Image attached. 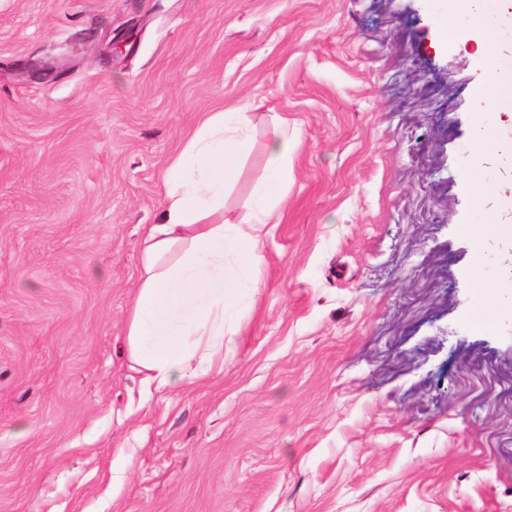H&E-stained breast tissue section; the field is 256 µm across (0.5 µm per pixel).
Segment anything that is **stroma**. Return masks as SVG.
Listing matches in <instances>:
<instances>
[{
  "mask_svg": "<svg viewBox=\"0 0 512 512\" xmlns=\"http://www.w3.org/2000/svg\"><path fill=\"white\" fill-rule=\"evenodd\" d=\"M439 0H0V512H512V312L475 320L459 179L512 139ZM130 39L112 54V40ZM247 112L239 220L288 121V201L224 365L144 394L126 346L166 172ZM508 148H510V144L506 145L500 141L493 129L482 123L477 125L475 150L463 163L461 170L462 182L471 192L476 205L483 204L487 196V190L483 182L484 165L502 152L507 151Z\"/></svg>",
  "mask_w": 512,
  "mask_h": 512,
  "instance_id": "35a3bbf8",
  "label": "stroma"
}]
</instances>
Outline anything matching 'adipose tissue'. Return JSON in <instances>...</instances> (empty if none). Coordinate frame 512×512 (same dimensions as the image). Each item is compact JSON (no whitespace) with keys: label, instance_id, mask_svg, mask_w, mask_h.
Instances as JSON below:
<instances>
[{"label":"adipose tissue","instance_id":"1","mask_svg":"<svg viewBox=\"0 0 512 512\" xmlns=\"http://www.w3.org/2000/svg\"><path fill=\"white\" fill-rule=\"evenodd\" d=\"M505 10V0H445L435 18L436 40L474 42L485 69L482 93L497 110L512 112V78L499 67V39L488 20ZM247 113L211 112L168 169L162 221L142 239L143 280L127 325L131 357L144 370L146 386L176 390L193 384L202 367L224 346V312L241 293L256 295L259 280L247 288L230 285L224 256L235 253L244 264L263 261L261 226L279 221L288 196L290 142L280 128L266 146L265 177L241 225L226 229L224 200L234 189L247 153L240 131ZM507 146L494 130L478 125L475 150L461 178L475 204H483V169Z\"/></svg>","mask_w":512,"mask_h":512}]
</instances>
